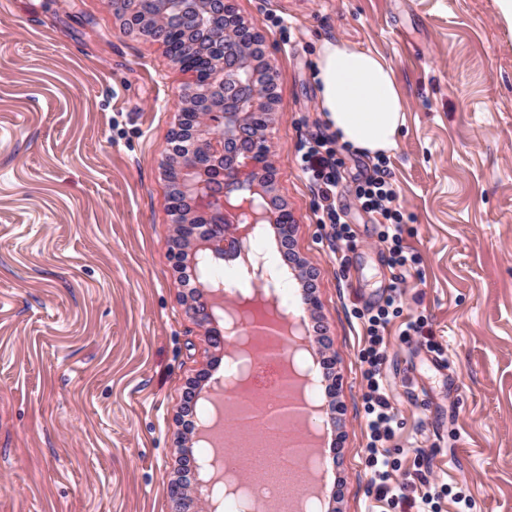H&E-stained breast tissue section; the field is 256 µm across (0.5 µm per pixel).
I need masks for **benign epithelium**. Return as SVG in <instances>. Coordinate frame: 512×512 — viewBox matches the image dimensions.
<instances>
[{"instance_id":"1","label":"benign epithelium","mask_w":512,"mask_h":512,"mask_svg":"<svg viewBox=\"0 0 512 512\" xmlns=\"http://www.w3.org/2000/svg\"><path fill=\"white\" fill-rule=\"evenodd\" d=\"M162 3L195 48L193 60H178L189 81L178 93L173 149L164 162L170 191L192 199L194 207L172 203L173 223L207 225L214 250L228 244L244 252L250 282L272 291L274 279L248 240L263 222L283 225L288 237L293 231L288 209L256 202L273 192L269 123L261 119L274 111L278 73L261 49L260 33L238 14L234 0ZM121 16L128 31L156 38V27L133 9ZM226 187L244 188L250 197L235 206Z\"/></svg>"}]
</instances>
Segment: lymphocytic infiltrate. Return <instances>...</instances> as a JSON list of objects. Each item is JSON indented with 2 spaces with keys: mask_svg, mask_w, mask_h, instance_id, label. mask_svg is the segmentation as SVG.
I'll return each mask as SVG.
<instances>
[{
  "mask_svg": "<svg viewBox=\"0 0 512 512\" xmlns=\"http://www.w3.org/2000/svg\"><path fill=\"white\" fill-rule=\"evenodd\" d=\"M297 152L299 172L315 195L316 221L330 226L336 243V262L347 266L356 236L345 210L338 204L343 183L341 150L330 135L319 131L302 140ZM354 193L362 209L378 217V242L388 253L390 268L401 271L414 263L415 257L404 243V215L395 204L397 193L386 159H379L369 173L357 178ZM355 317L362 329L359 359L370 496L387 505L390 512H438L445 498L455 504L456 512H467L468 494L453 490L434 476L430 452L415 449L413 467L405 471L391 449L401 418L385 383L388 349L385 332L391 321L400 317L404 320L403 338H420L439 357L445 352L442 343L429 330L425 315L405 313L402 291L396 283L391 285L383 304L358 311Z\"/></svg>",
  "mask_w": 512,
  "mask_h": 512,
  "instance_id": "lymphocytic-infiltrate-1",
  "label": "lymphocytic infiltrate"
}]
</instances>
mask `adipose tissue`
<instances>
[{
    "label": "adipose tissue",
    "mask_w": 512,
    "mask_h": 512,
    "mask_svg": "<svg viewBox=\"0 0 512 512\" xmlns=\"http://www.w3.org/2000/svg\"><path fill=\"white\" fill-rule=\"evenodd\" d=\"M319 108L337 139L359 153H393L404 124V99L392 66L344 41H322L313 58Z\"/></svg>",
    "instance_id": "obj_1"
}]
</instances>
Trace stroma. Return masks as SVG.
<instances>
[{"label": "stroma", "mask_w": 512, "mask_h": 512, "mask_svg": "<svg viewBox=\"0 0 512 512\" xmlns=\"http://www.w3.org/2000/svg\"><path fill=\"white\" fill-rule=\"evenodd\" d=\"M279 72L268 144L275 198L294 218L288 280L317 278L314 306L286 310L294 368L320 392L302 425L312 484L281 512H366L359 328L395 276L379 226L354 196L370 159L344 155L338 199L357 233L347 270L314 217L296 147L322 126L311 66L323 40L382 56L404 97L388 168L417 264L404 309L447 348L444 369L389 330L385 373L411 448L471 496L512 512V31L496 0H235ZM287 19L289 31L275 27ZM187 79L164 46L130 33L111 0H0V512H169L175 461L196 458L187 508L224 512L252 483L225 471L229 429L215 346L189 311L172 257L162 161ZM333 357L323 378L313 324ZM192 434L182 396L199 375Z\"/></svg>", "instance_id": "obj_1"}]
</instances>
